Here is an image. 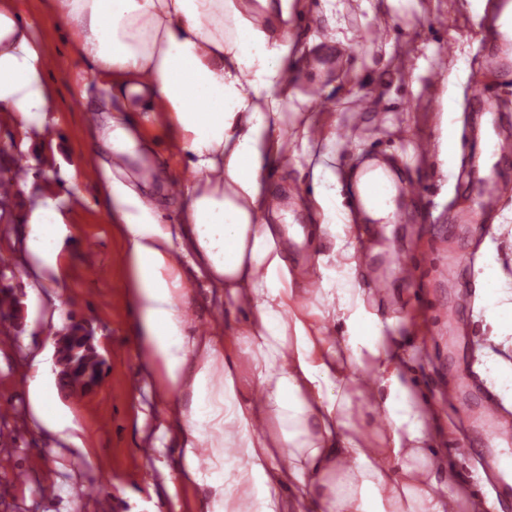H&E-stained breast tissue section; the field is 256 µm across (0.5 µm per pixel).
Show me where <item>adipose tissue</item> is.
<instances>
[{
	"mask_svg": "<svg viewBox=\"0 0 512 512\" xmlns=\"http://www.w3.org/2000/svg\"><path fill=\"white\" fill-rule=\"evenodd\" d=\"M293 2L49 0L58 24L78 33L71 54L111 83L126 111L166 125L193 175L176 224L160 223L121 181L97 189L124 241L140 362L158 381L176 481L207 489L198 512H445L464 491L434 458L436 429L396 337L354 286L359 242L336 221L335 180L313 173L316 232L333 242L310 266L315 291L288 267L300 228L265 221L304 60L291 38ZM13 8L0 0V109L40 127L54 100L46 54ZM64 224L52 199L31 214L28 259L48 285L61 277ZM198 279L230 314L224 336L188 333ZM481 284L494 346L512 345V290L491 268ZM310 293L314 304L299 305ZM32 367L36 424L84 448L41 358Z\"/></svg>",
	"mask_w": 512,
	"mask_h": 512,
	"instance_id": "1",
	"label": "adipose tissue"
}]
</instances>
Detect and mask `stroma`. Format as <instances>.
<instances>
[{"label": "stroma", "instance_id": "1", "mask_svg": "<svg viewBox=\"0 0 512 512\" xmlns=\"http://www.w3.org/2000/svg\"><path fill=\"white\" fill-rule=\"evenodd\" d=\"M14 2L54 61L49 81L56 109L42 128L28 130L0 111V171L19 162L32 180L30 192H11L0 217V287L16 300L13 317L0 323V512H197L205 488L168 480L176 453L158 434L157 383L142 367L132 334L122 246L96 196L100 181L118 175L155 204L162 223L174 224L178 188L189 175L161 125L131 127L136 152L113 172L111 148L88 132L105 126L114 95L71 55L74 35L56 25L45 0ZM307 5L295 38L317 64L295 80L288 122L310 123L320 133L270 179L307 230L288 261L300 274L327 248L310 232L318 224L311 184L314 168H330L338 206L361 228L365 262L356 283L368 306L397 317L393 330L433 411L436 453L475 492L489 479L481 460L496 456L500 444L471 421L487 386L479 377L487 333L482 313L467 309L460 313L465 336L454 341L446 316L463 286L478 285L487 262L512 287V77L494 62L481 21L488 6L483 0H336L329 16L321 0ZM450 84L454 121L470 132L467 141L453 140L450 154H467L472 174L448 183L434 143ZM492 110L499 138L490 162L483 129ZM373 159L387 165L396 185L422 188V200L395 198L393 213L380 219L351 207L356 173ZM494 166L503 172L496 207L479 225L458 223L460 212L476 206L474 179ZM45 196L58 198L66 216L58 291L26 260L23 230L36 199ZM372 275L378 288L369 284ZM56 294L61 304L53 303ZM187 318L197 333H224V312L205 286H198ZM74 322L103 362L100 382L80 392L60 386L54 351L46 346ZM37 355L55 401L79 419L87 453L31 428L27 384Z\"/></svg>", "mask_w": 512, "mask_h": 512}]
</instances>
